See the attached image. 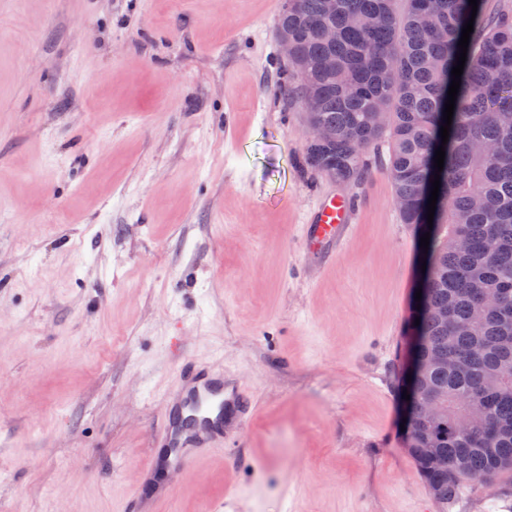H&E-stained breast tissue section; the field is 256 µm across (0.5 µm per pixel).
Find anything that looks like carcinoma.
Returning a JSON list of instances; mask_svg holds the SVG:
<instances>
[{"mask_svg":"<svg viewBox=\"0 0 512 512\" xmlns=\"http://www.w3.org/2000/svg\"><path fill=\"white\" fill-rule=\"evenodd\" d=\"M288 0L278 35L288 36L291 93L307 123L333 131L304 146L311 169L346 185L370 169L368 149L385 138L386 172L404 224L430 233L425 303L411 310L406 335L419 342L417 378L401 367L408 392L406 449L442 504L464 483L512 469V0ZM474 18L449 128L442 172L435 167L443 111ZM336 30V40L324 32ZM336 58V67L323 65ZM440 176L433 225L427 223ZM464 234L466 245L455 243ZM494 297L492 306L479 296ZM448 310V320L433 309ZM420 324H415V321ZM437 414L421 420L414 398ZM435 452L426 453L424 449Z\"/></svg>","mask_w":512,"mask_h":512,"instance_id":"cac0c4a2","label":"carcinoma"}]
</instances>
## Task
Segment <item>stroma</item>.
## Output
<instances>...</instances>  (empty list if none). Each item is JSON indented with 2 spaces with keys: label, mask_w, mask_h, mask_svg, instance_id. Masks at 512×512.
<instances>
[{
  "label": "stroma",
  "mask_w": 512,
  "mask_h": 512,
  "mask_svg": "<svg viewBox=\"0 0 512 512\" xmlns=\"http://www.w3.org/2000/svg\"><path fill=\"white\" fill-rule=\"evenodd\" d=\"M283 0H0V512H133L184 359L254 412L157 512H512L436 501L403 447L415 230L382 163H303ZM357 197L316 268L302 226Z\"/></svg>",
  "instance_id": "obj_1"
}]
</instances>
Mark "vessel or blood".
<instances>
[{
	"label": "vessel or blood",
	"mask_w": 512,
	"mask_h": 512,
	"mask_svg": "<svg viewBox=\"0 0 512 512\" xmlns=\"http://www.w3.org/2000/svg\"><path fill=\"white\" fill-rule=\"evenodd\" d=\"M360 208L350 196L321 201L304 235L320 265L330 264L348 243ZM253 413L245 394L224 384V364L186 366L161 406L162 424L155 445L169 451L172 467L182 469L193 460L221 450L224 426L247 422Z\"/></svg>",
	"instance_id": "vessel-or-blood-1"
}]
</instances>
